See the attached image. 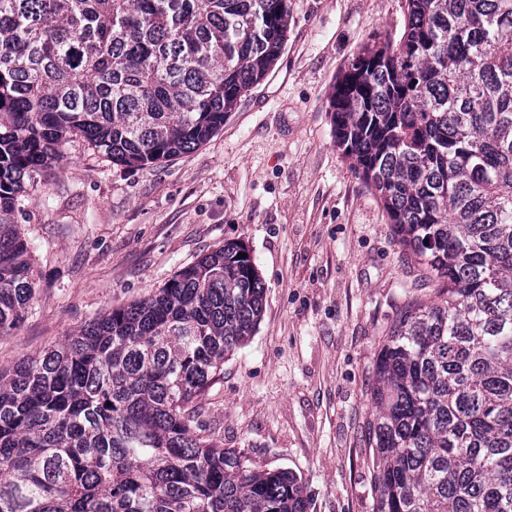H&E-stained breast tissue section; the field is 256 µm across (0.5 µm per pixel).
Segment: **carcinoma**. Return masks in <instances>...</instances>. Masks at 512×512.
<instances>
[{
  "label": "carcinoma",
  "instance_id": "obj_1",
  "mask_svg": "<svg viewBox=\"0 0 512 512\" xmlns=\"http://www.w3.org/2000/svg\"><path fill=\"white\" fill-rule=\"evenodd\" d=\"M331 97L336 145L439 282L379 342L374 512H512V0H405ZM288 0H0V214L80 139L154 166L224 127L279 58ZM244 257H238V254ZM226 242L0 372V512H308L303 483L202 429L263 312ZM36 299L0 219V333Z\"/></svg>",
  "mask_w": 512,
  "mask_h": 512
}]
</instances>
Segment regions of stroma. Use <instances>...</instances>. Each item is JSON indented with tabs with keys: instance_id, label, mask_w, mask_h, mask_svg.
Here are the masks:
<instances>
[{
	"instance_id": "1",
	"label": "stroma",
	"mask_w": 512,
	"mask_h": 512,
	"mask_svg": "<svg viewBox=\"0 0 512 512\" xmlns=\"http://www.w3.org/2000/svg\"><path fill=\"white\" fill-rule=\"evenodd\" d=\"M273 70L209 142L147 168L67 146L10 217L35 248L36 299L0 334V370L162 287L224 242L265 287L254 336L224 363L199 420L225 447L295 473L308 512H373L378 339L435 284L397 242L332 134L329 99L375 37L399 39L405 0H288Z\"/></svg>"
}]
</instances>
